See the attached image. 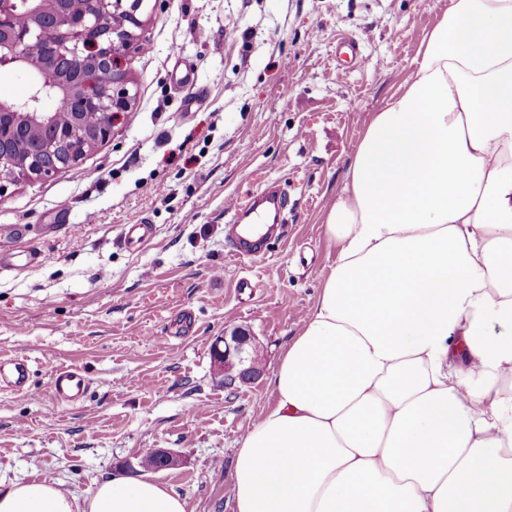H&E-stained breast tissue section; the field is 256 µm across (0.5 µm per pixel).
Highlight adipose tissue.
<instances>
[{
    "mask_svg": "<svg viewBox=\"0 0 512 512\" xmlns=\"http://www.w3.org/2000/svg\"><path fill=\"white\" fill-rule=\"evenodd\" d=\"M232 512H512V0H449L351 155ZM0 512H186L147 478Z\"/></svg>",
    "mask_w": 512,
    "mask_h": 512,
    "instance_id": "ef3b65f1",
    "label": "adipose tissue"
}]
</instances>
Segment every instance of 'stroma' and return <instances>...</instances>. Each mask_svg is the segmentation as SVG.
I'll list each match as a JSON object with an SVG mask.
<instances>
[{
    "mask_svg": "<svg viewBox=\"0 0 512 512\" xmlns=\"http://www.w3.org/2000/svg\"><path fill=\"white\" fill-rule=\"evenodd\" d=\"M448 0H157L147 50L124 59L137 93L111 139L54 175L0 193V485L50 479L90 496L123 462L168 448L154 473L186 512H232V463L274 402L277 357L336 258L326 214L351 152L412 69ZM357 62L336 61L341 39ZM278 183L284 233L256 256L224 238L228 200ZM144 244L123 242L130 215ZM254 336L263 371L224 388L211 344ZM61 367L89 380L54 397ZM151 236V228L147 219L138 214L131 217L125 224L124 241L128 246L145 242ZM28 377V366L24 360L14 359L7 363L0 360V386L6 383L13 390L24 391Z\"/></svg>",
    "mask_w": 512,
    "mask_h": 512,
    "instance_id": "35a3bbf8",
    "label": "stroma"
}]
</instances>
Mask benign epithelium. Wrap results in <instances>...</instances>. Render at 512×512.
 Segmentation results:
<instances>
[{
  "label": "benign epithelium",
  "instance_id": "obj_1",
  "mask_svg": "<svg viewBox=\"0 0 512 512\" xmlns=\"http://www.w3.org/2000/svg\"><path fill=\"white\" fill-rule=\"evenodd\" d=\"M148 0H0V69L27 72L30 90L22 100L0 108V194L9 184L49 177L82 159L86 144L100 145L112 137V127L135 101L134 82L121 63L125 55L141 51L146 40L142 29ZM59 31L57 40L45 39L48 29ZM42 59L43 69L29 70L31 56ZM103 64L112 72L101 87L91 66ZM63 98L75 118L72 129H54V113L45 103ZM102 116L87 136L82 117ZM38 127L43 137L25 158L15 153V143ZM254 338L240 326L224 330L213 344L215 373L227 387L252 383L261 375ZM182 464L180 455L166 448L154 449L153 459L128 460L122 469L130 473L172 470Z\"/></svg>",
  "mask_w": 512,
  "mask_h": 512
}]
</instances>
